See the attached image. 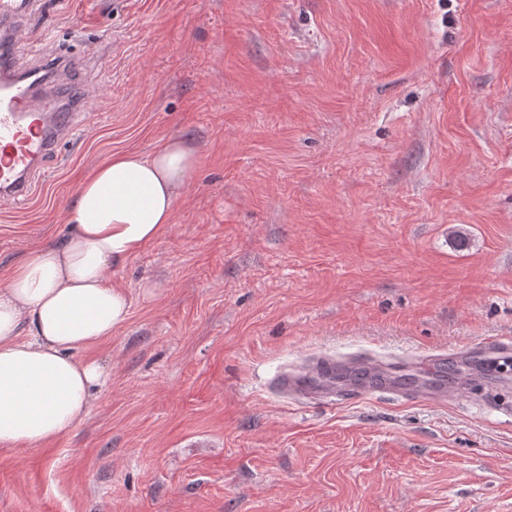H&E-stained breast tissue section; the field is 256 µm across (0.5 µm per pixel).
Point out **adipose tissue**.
<instances>
[{"instance_id": "ef3b65f1", "label": "adipose tissue", "mask_w": 512, "mask_h": 512, "mask_svg": "<svg viewBox=\"0 0 512 512\" xmlns=\"http://www.w3.org/2000/svg\"><path fill=\"white\" fill-rule=\"evenodd\" d=\"M198 159L180 138L112 154L78 184L61 240L12 268L0 289V449L53 442L85 419L106 377L81 352L130 314L110 271L169 232Z\"/></svg>"}]
</instances>
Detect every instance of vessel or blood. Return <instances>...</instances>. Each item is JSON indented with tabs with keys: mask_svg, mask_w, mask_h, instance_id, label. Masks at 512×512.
I'll use <instances>...</instances> for the list:
<instances>
[{
	"mask_svg": "<svg viewBox=\"0 0 512 512\" xmlns=\"http://www.w3.org/2000/svg\"><path fill=\"white\" fill-rule=\"evenodd\" d=\"M38 0H0V202L28 200L40 175L57 159L85 110V97L63 94L73 59L42 53L32 62L18 58L28 40L27 24ZM336 359L318 357L298 372H282L274 389L293 402H331L341 392Z\"/></svg>",
	"mask_w": 512,
	"mask_h": 512,
	"instance_id": "1",
	"label": "vessel or blood"
}]
</instances>
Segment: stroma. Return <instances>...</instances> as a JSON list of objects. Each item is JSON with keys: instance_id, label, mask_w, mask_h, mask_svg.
<instances>
[{"instance_id": "35a3bbf8", "label": "stroma", "mask_w": 512, "mask_h": 512, "mask_svg": "<svg viewBox=\"0 0 512 512\" xmlns=\"http://www.w3.org/2000/svg\"><path fill=\"white\" fill-rule=\"evenodd\" d=\"M86 26L73 33L72 20ZM30 33L92 89L0 273L66 230L113 153L194 143L167 235L112 269L85 421L0 450V512H512V0H40ZM452 351L442 403H294L323 355Z\"/></svg>"}]
</instances>
